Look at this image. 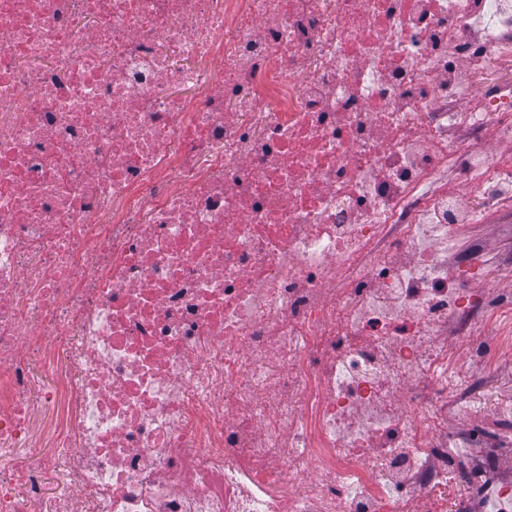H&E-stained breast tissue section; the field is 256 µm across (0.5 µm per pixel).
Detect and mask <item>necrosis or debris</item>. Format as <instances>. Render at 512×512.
Wrapping results in <instances>:
<instances>
[{"mask_svg": "<svg viewBox=\"0 0 512 512\" xmlns=\"http://www.w3.org/2000/svg\"><path fill=\"white\" fill-rule=\"evenodd\" d=\"M509 139L512 0H0V512H512ZM497 224H469L466 225L460 244L465 246L468 239L471 237H479L483 240L485 245V259L487 262H492L500 249L501 237L499 235Z\"/></svg>", "mask_w": 512, "mask_h": 512, "instance_id": "1", "label": "necrosis or debris"}]
</instances>
